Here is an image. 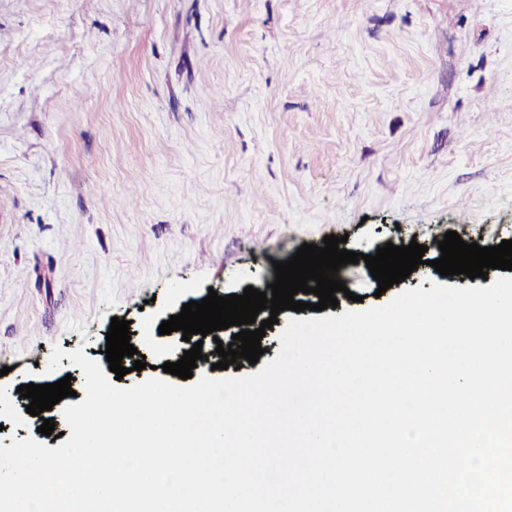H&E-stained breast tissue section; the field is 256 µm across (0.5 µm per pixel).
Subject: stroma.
Here are the masks:
<instances>
[{"mask_svg":"<svg viewBox=\"0 0 512 512\" xmlns=\"http://www.w3.org/2000/svg\"><path fill=\"white\" fill-rule=\"evenodd\" d=\"M449 231L512 239V0H0V444L59 446L17 388L84 392L68 354L105 363L115 317L147 364L121 387L195 342L194 377L258 372L216 367L236 327L158 328L325 236L426 248L382 294L343 266L340 314L498 277L435 272Z\"/></svg>","mask_w":512,"mask_h":512,"instance_id":"1","label":"stroma"}]
</instances>
